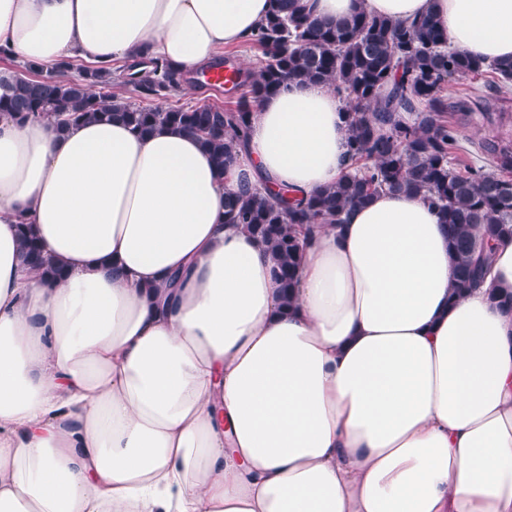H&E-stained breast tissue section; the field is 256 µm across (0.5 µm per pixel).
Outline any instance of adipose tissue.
<instances>
[{"instance_id":"ef3b65f1","label":"adipose tissue","mask_w":512,"mask_h":512,"mask_svg":"<svg viewBox=\"0 0 512 512\" xmlns=\"http://www.w3.org/2000/svg\"><path fill=\"white\" fill-rule=\"evenodd\" d=\"M434 13L512 60V0H306ZM272 0H0V45L43 69L164 59L185 74ZM345 105L263 97L236 164L196 135L0 116V512H512V238L453 292L448 232L381 192L309 236L282 306L268 248L224 197L308 195L348 166ZM30 225L63 275L23 267Z\"/></svg>"}]
</instances>
